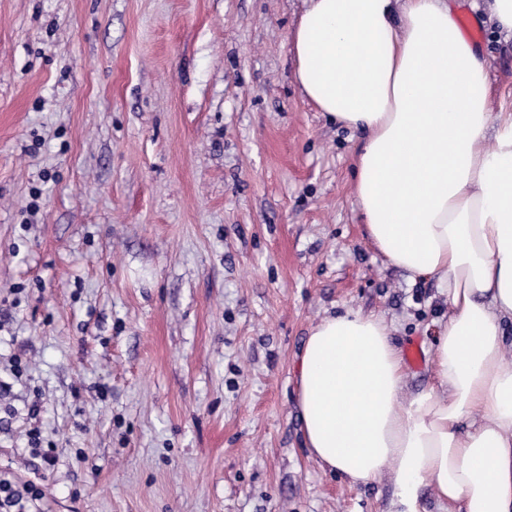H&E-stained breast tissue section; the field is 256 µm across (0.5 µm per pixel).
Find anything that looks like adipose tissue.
<instances>
[{"mask_svg":"<svg viewBox=\"0 0 512 512\" xmlns=\"http://www.w3.org/2000/svg\"><path fill=\"white\" fill-rule=\"evenodd\" d=\"M291 43L307 100L366 136L369 239L448 302L411 395L384 317L314 326L295 372L304 446L350 486L386 480L387 512H426L428 491L438 512H512V112H491L450 0H306Z\"/></svg>","mask_w":512,"mask_h":512,"instance_id":"adipose-tissue-1","label":"adipose tissue"}]
</instances>
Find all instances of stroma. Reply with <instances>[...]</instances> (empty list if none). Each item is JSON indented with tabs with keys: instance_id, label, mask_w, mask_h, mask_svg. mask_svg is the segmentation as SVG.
Instances as JSON below:
<instances>
[{
	"instance_id": "35a3bbf8",
	"label": "stroma",
	"mask_w": 512,
	"mask_h": 512,
	"mask_svg": "<svg viewBox=\"0 0 512 512\" xmlns=\"http://www.w3.org/2000/svg\"><path fill=\"white\" fill-rule=\"evenodd\" d=\"M303 9L0 0V478L42 490L24 512H385L386 481L309 457L296 357L322 318L380 314L418 391L448 305L367 236L363 136L295 80ZM478 31L511 111L512 40Z\"/></svg>"
}]
</instances>
